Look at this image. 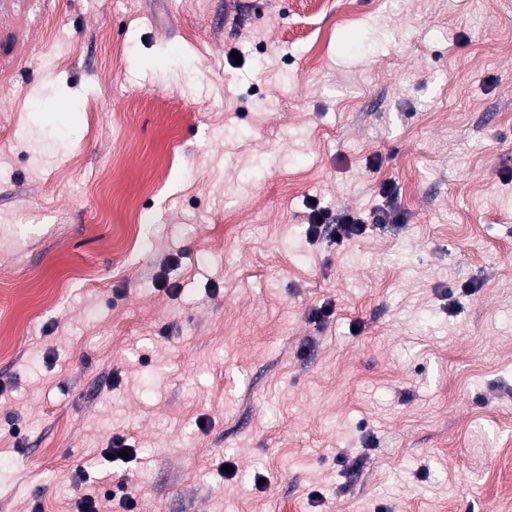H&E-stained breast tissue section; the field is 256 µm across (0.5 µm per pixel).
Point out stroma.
Returning <instances> with one entry per match:
<instances>
[{
    "mask_svg": "<svg viewBox=\"0 0 512 512\" xmlns=\"http://www.w3.org/2000/svg\"><path fill=\"white\" fill-rule=\"evenodd\" d=\"M30 11L0 74V512H77L79 466L139 512H512V0ZM313 199L365 232L308 240Z\"/></svg>",
    "mask_w": 512,
    "mask_h": 512,
    "instance_id": "1",
    "label": "stroma"
}]
</instances>
